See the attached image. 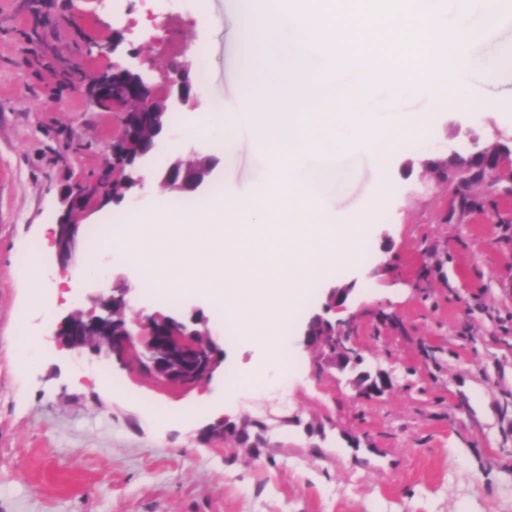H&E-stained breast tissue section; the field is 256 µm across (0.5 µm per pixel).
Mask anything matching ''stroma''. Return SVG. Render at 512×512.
Instances as JSON below:
<instances>
[{
  "label": "stroma",
  "mask_w": 512,
  "mask_h": 512,
  "mask_svg": "<svg viewBox=\"0 0 512 512\" xmlns=\"http://www.w3.org/2000/svg\"><path fill=\"white\" fill-rule=\"evenodd\" d=\"M196 2L166 0L150 15L143 0H0V512H512V195L498 196L490 215H456L453 190L421 166L459 124L484 139H512V110L438 107L420 90L403 96L402 108L429 122L402 151L387 150L391 190L371 213L373 160L357 152L342 162L330 208L337 223L369 230L363 265L336 273L356 284L337 317L351 321L364 368L393 379L371 399L302 343L324 288L288 331L293 370L253 387L232 376L263 353L230 338L223 313L199 297L162 301L117 253L92 249V236L123 213L198 204L217 186L247 190L266 165L242 131L230 151L183 140V154L216 159L196 192L168 191L151 167L142 177L154 192L137 187L116 203L98 186L119 115L77 98L71 83H91L111 66L112 56L87 48L111 42L113 30L128 28L160 91L173 63L201 52L205 77L174 137L191 119L237 109L235 2L207 0L203 17ZM80 187L72 220L82 251L62 267L43 231L61 192ZM35 248L52 273L44 291L59 297L48 320L17 269ZM89 260L131 287L124 315L132 331L156 312L203 318L224 357L213 377L180 388L135 357L63 346L62 318L91 307L81 293ZM25 331L38 337L40 355L22 367ZM103 373L111 390L96 383ZM204 397L210 409L166 423L169 411ZM219 407L229 422L262 430L266 446L209 435Z\"/></svg>",
  "instance_id": "1"
}]
</instances>
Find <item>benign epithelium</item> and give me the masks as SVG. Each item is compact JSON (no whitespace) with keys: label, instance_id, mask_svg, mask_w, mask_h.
Listing matches in <instances>:
<instances>
[{"label":"benign epithelium","instance_id":"7a95c632","mask_svg":"<svg viewBox=\"0 0 512 512\" xmlns=\"http://www.w3.org/2000/svg\"><path fill=\"white\" fill-rule=\"evenodd\" d=\"M123 31L114 30L112 43L100 47L104 53H112L118 60L112 68L100 73L95 83L73 86V92L85 96L98 105L121 113L120 128L112 143V160L103 169V192L111 199H125L131 188L141 184L142 164L157 162L162 182L176 192L195 191L210 175L213 166L189 168L174 154L157 155L161 143L170 137L168 117L177 112L192 97L191 68L188 63H177L168 77L166 95L156 98L150 76L141 69L136 59L139 53L125 48ZM455 135L466 138L462 146L471 158L485 161L480 178L481 184L491 190H501V185L512 186V140L487 141L481 139L472 127H455ZM458 150L451 146L436 149L434 157L425 166L434 174L448 175V161ZM79 189H66L61 194V212L57 216V235L54 242L55 257L60 265L74 261L80 250L77 225L72 223L73 211L82 203ZM356 282L334 287L325 293L321 311L314 313L303 326V343L307 347L320 346L328 351L329 363L336 370L356 371L359 351L352 339L348 323L333 322L328 314L345 308L352 300ZM131 289L117 281L113 286L93 277L87 298L100 309L97 315L71 312L62 321L58 336L71 349L87 346H104L107 354L117 357L141 346L142 357L151 364V374L169 384L191 387L213 375L219 367L216 345L213 340L202 341L199 333L170 315L153 314L145 318L142 333L134 338L123 318L127 296ZM391 383L387 373L378 370L356 371L352 379L357 396L371 398Z\"/></svg>","mask_w":512,"mask_h":512}]
</instances>
